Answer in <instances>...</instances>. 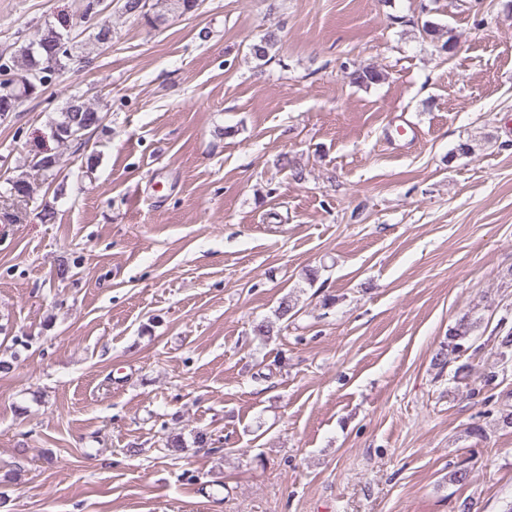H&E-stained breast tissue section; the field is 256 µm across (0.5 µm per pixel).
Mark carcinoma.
I'll return each mask as SVG.
<instances>
[{
	"instance_id": "obj_1",
	"label": "carcinoma",
	"mask_w": 512,
	"mask_h": 512,
	"mask_svg": "<svg viewBox=\"0 0 512 512\" xmlns=\"http://www.w3.org/2000/svg\"><path fill=\"white\" fill-rule=\"evenodd\" d=\"M121 10L125 14L144 17L151 25H162L168 21V16L176 18L196 13L201 0H121ZM421 30L432 42L439 43L438 53H449L456 41L452 29L446 28L431 20L423 22ZM276 45L273 35L267 34L249 46V54L256 61L264 63L272 59L271 52ZM80 46L65 37L55 27L47 25L37 35L36 44L21 46L11 55L0 54V75L6 78L0 81V118L4 116L3 86L9 87V93L14 97L37 94L49 80V74L44 72L48 57H53L54 70L65 69L66 63L73 60ZM386 74L371 66L358 68L351 73V80L359 87L368 88L382 83ZM103 123V114L97 109L77 98H70L59 115L51 123V134L59 145L68 146L82 141V137L91 133ZM10 193L18 198H29L34 193L33 182L28 176L20 175L9 182ZM297 299L288 294L281 298L275 318L284 323L292 320L298 314ZM481 318L463 315L454 327L448 330V336L440 343L433 357V365L441 370L448 366V361L456 360L468 350L478 352L484 345L478 343L477 334ZM493 354L502 370H507L512 362V327L501 328L493 337Z\"/></svg>"
}]
</instances>
